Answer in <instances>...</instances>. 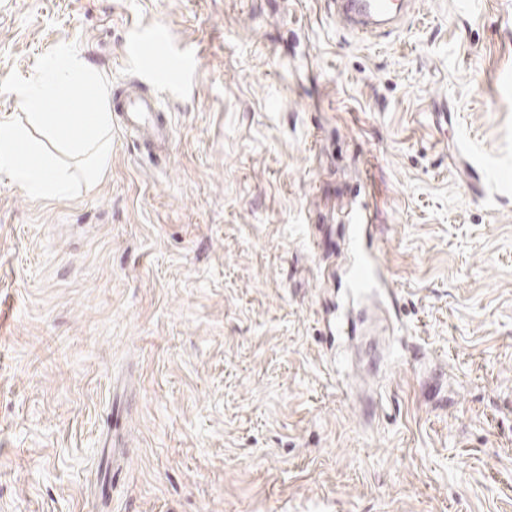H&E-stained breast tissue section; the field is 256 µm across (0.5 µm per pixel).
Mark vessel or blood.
Wrapping results in <instances>:
<instances>
[{
  "mask_svg": "<svg viewBox=\"0 0 512 512\" xmlns=\"http://www.w3.org/2000/svg\"><path fill=\"white\" fill-rule=\"evenodd\" d=\"M337 23L355 35L375 36L396 27L407 14L408 0H332ZM114 118L121 131L136 136L146 153L161 152L169 145L173 129L161 111L156 96L142 92L139 83H129L112 101ZM350 264L348 284L354 295L371 289L389 302H396L389 270L374 246V226L366 208H357L349 218Z\"/></svg>",
  "mask_w": 512,
  "mask_h": 512,
  "instance_id": "b4317fda",
  "label": "vessel or blood"
}]
</instances>
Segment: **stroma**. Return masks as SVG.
Masks as SVG:
<instances>
[{"mask_svg": "<svg viewBox=\"0 0 512 512\" xmlns=\"http://www.w3.org/2000/svg\"><path fill=\"white\" fill-rule=\"evenodd\" d=\"M62 43L174 138L0 175V512H512V0H0V80ZM364 203L401 310L333 338ZM336 22L355 35L375 36L396 27L407 14L410 1L333 0Z\"/></svg>", "mask_w": 512, "mask_h": 512, "instance_id": "1", "label": "stroma"}]
</instances>
